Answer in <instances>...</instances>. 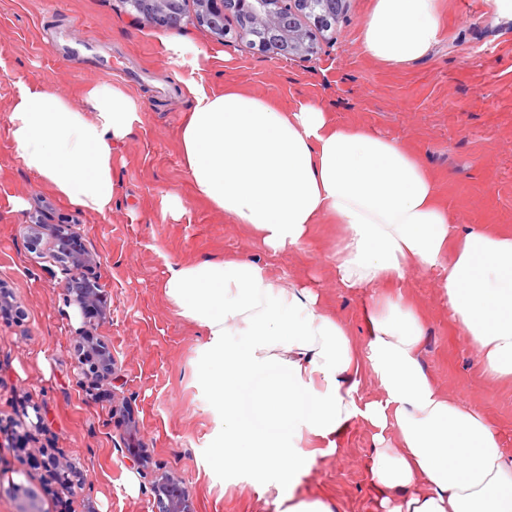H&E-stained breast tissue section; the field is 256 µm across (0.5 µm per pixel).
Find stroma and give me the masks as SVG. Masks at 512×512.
Instances as JSON below:
<instances>
[{
    "label": "stroma",
    "instance_id": "35a3bbf8",
    "mask_svg": "<svg viewBox=\"0 0 512 512\" xmlns=\"http://www.w3.org/2000/svg\"><path fill=\"white\" fill-rule=\"evenodd\" d=\"M446 29L421 59L389 68L365 56L360 29L371 0H349L332 43L302 61L216 40L207 28L182 31L133 20L120 0H0V290L13 313L0 314V512H20L33 491L45 512H152L151 477L174 473L191 487L195 512H272L284 491L329 497L340 512H377L368 475L372 427L353 421L338 448L325 449L294 484L215 462L222 420L203 375L202 331L177 316L162 283L167 262L220 261L239 254L268 264L284 287L310 282L323 306L364 346L365 292L337 284L331 260L340 224L312 225L303 246L272 259L251 226L225 219L198 197L181 162L180 130L191 100L184 82L200 64L207 85L241 88L283 108L311 100L335 121L365 127L417 152L458 230L480 223L512 233V19L491 0H442ZM136 105L141 121L113 162L118 186L106 214L56 196L25 169L9 138V112L21 84L37 80L73 103L102 84L101 66ZM178 220H163L169 194ZM48 208L73 225L95 257L105 286L95 334L112 349L120 378L108 398L91 392L75 368L80 311L63 303L64 285L47 272L48 243L34 245L31 216ZM409 304L426 324L422 362L450 398L477 404L512 448V382L479 374L477 351L452 320L435 273L409 271ZM41 412L35 449L68 457L88 476L82 494L62 492L49 473L13 448L12 421ZM132 424H125L124 415ZM143 449L147 474L127 464Z\"/></svg>",
    "mask_w": 512,
    "mask_h": 512
}]
</instances>
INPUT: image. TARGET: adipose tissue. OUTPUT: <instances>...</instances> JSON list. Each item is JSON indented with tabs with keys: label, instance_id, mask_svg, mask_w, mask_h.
<instances>
[{
	"label": "adipose tissue",
	"instance_id": "obj_1",
	"mask_svg": "<svg viewBox=\"0 0 512 512\" xmlns=\"http://www.w3.org/2000/svg\"><path fill=\"white\" fill-rule=\"evenodd\" d=\"M444 33L440 0H372L365 55L399 67ZM182 164L197 196L248 224L270 255L303 245L322 219L344 225L337 281L368 293L367 339L356 347L315 287H283L245 256L172 263L165 293L203 330L205 378L223 421L219 464L254 474L307 470L355 417L376 430L370 477L379 512H512V454L482 408L441 393L420 361L425 326L401 285L437 275L448 312L477 349L481 375L512 379V234H458L436 182L398 140L341 126L316 103L277 102L185 81ZM139 113L120 87L86 90L82 105L22 84L10 135L21 164L85 211L111 210L117 146ZM383 398L360 401L363 375Z\"/></svg>",
	"mask_w": 512,
	"mask_h": 512
}]
</instances>
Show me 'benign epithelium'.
<instances>
[{
  "label": "benign epithelium",
  "instance_id": "7a95c632",
  "mask_svg": "<svg viewBox=\"0 0 512 512\" xmlns=\"http://www.w3.org/2000/svg\"><path fill=\"white\" fill-rule=\"evenodd\" d=\"M134 11L135 18L168 29L181 30L191 20L205 26L218 39L228 36L273 55L311 59L321 50L320 33L336 26L345 14L347 0H119ZM39 232L50 236L53 258L65 281V303L76 306L83 314L77 332L101 367V381L110 385L117 379L112 349L92 334L94 324L86 309L97 303L103 293L101 284L79 288L85 281L84 270L95 259L83 249H72L77 233L68 226L51 224L47 212L35 218ZM42 417L28 420V414L13 422L16 435L29 438L41 427ZM42 467L51 472L71 493L84 488L87 475L68 460L55 454L40 458ZM156 512H191V492L187 484L174 476L152 481Z\"/></svg>",
  "mask_w": 512,
  "mask_h": 512
}]
</instances>
